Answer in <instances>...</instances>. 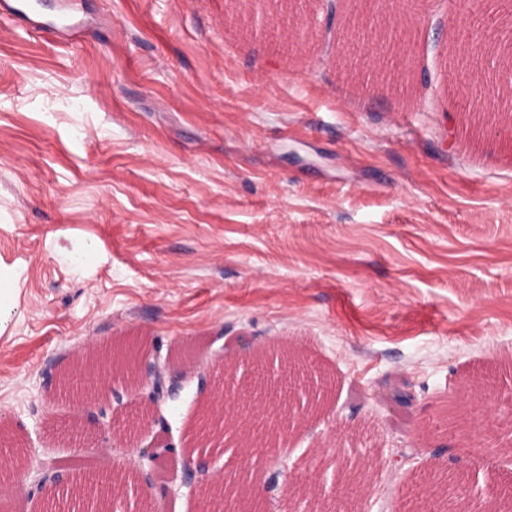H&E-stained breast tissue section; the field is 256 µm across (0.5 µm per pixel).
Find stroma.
<instances>
[{
    "mask_svg": "<svg viewBox=\"0 0 512 512\" xmlns=\"http://www.w3.org/2000/svg\"><path fill=\"white\" fill-rule=\"evenodd\" d=\"M78 8L71 30L0 11V262L21 274L0 334L8 456L111 462L124 512H147L127 444L163 435L258 486L263 512H289L294 484L319 485L312 512H413L425 468L511 475L512 452L463 446L443 409L496 379L477 417L512 439V136L460 99L452 23L466 9L496 42L512 16L430 0L405 76L381 81L336 63L339 25L315 0L312 40L281 51L243 41L228 0ZM124 336L201 362L163 421L119 373L95 404L55 389L88 346ZM228 342L242 376L294 350L290 375L327 405L247 469L234 448L197 446ZM116 390L114 436L89 448L72 428L94 432ZM340 455L369 466L342 505Z\"/></svg>",
    "mask_w": 512,
    "mask_h": 512,
    "instance_id": "1",
    "label": "stroma"
}]
</instances>
